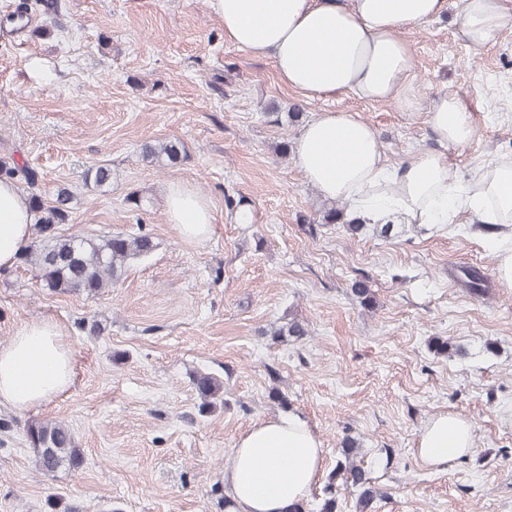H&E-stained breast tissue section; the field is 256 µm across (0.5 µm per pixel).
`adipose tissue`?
<instances>
[{
  "label": "adipose tissue",
  "instance_id": "ef3b65f1",
  "mask_svg": "<svg viewBox=\"0 0 512 512\" xmlns=\"http://www.w3.org/2000/svg\"><path fill=\"white\" fill-rule=\"evenodd\" d=\"M224 22V37L251 55L270 60L280 81L305 99L350 91L370 101L417 106L411 51L401 29L433 21L448 0H211ZM460 28L481 47L512 28L506 0H461ZM440 144L463 145L474 133L471 112L458 97L440 95L427 111ZM294 162L324 197L347 203L366 224L397 219L407 224H445L461 212L487 224L512 221V162L498 159L454 184L435 150L403 166L389 167L379 135L350 113L324 112L300 129ZM166 215L178 235L201 241L213 221L206 200L172 183ZM34 233L28 200L14 182L0 180V270L12 268ZM63 331L47 321L23 325L0 346V404L22 410L62 391L71 379ZM472 423L443 412L425 426L417 452L429 466L467 454ZM322 443L299 415L267 419L236 442L224 470L234 512H294L321 466Z\"/></svg>",
  "mask_w": 512,
  "mask_h": 512
}]
</instances>
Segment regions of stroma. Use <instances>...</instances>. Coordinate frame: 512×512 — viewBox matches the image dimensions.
<instances>
[{
	"label": "stroma",
	"instance_id": "1",
	"mask_svg": "<svg viewBox=\"0 0 512 512\" xmlns=\"http://www.w3.org/2000/svg\"><path fill=\"white\" fill-rule=\"evenodd\" d=\"M458 10L451 0L446 17L402 33L421 105L411 112L349 92L300 97L269 60L225 40L209 0H62L55 16L39 0H0V157L38 170L44 198L70 192L59 234L139 228L156 244L97 295L50 293L19 263L0 272V346L50 320L72 364L69 386L43 403L0 405V512H47L52 497L77 512H231L224 468L239 436L284 410L267 398L275 386L323 446L306 512H319L347 438L381 491L371 512H512V287L496 274L498 226L469 213L386 233L316 226L323 197L275 152L316 115L349 112L398 166L439 147L425 109L448 93L474 119L467 144L439 147L451 178L512 159V29L473 46ZM168 138L181 141V164L143 161L142 144ZM99 165L111 185L87 180ZM172 181L208 202L204 241L168 223ZM241 208L252 223H238ZM469 265L485 272L486 292L458 280ZM293 319L306 336L274 337ZM436 337L448 354L431 349ZM200 371L224 383V406L207 417L192 384ZM445 411L472 422L474 446L435 468L417 445ZM55 419L85 461L43 478L25 427Z\"/></svg>",
	"mask_w": 512,
	"mask_h": 512
}]
</instances>
